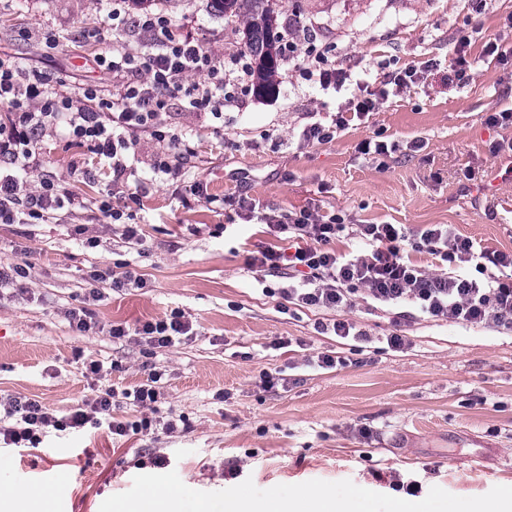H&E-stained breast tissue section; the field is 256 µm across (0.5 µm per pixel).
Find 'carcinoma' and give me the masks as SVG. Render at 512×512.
Masks as SVG:
<instances>
[{
  "instance_id": "obj_1",
  "label": "carcinoma",
  "mask_w": 512,
  "mask_h": 512,
  "mask_svg": "<svg viewBox=\"0 0 512 512\" xmlns=\"http://www.w3.org/2000/svg\"><path fill=\"white\" fill-rule=\"evenodd\" d=\"M224 19L243 26V52L248 60L251 90L259 96L277 93L280 61L284 57L282 0H211Z\"/></svg>"
}]
</instances>
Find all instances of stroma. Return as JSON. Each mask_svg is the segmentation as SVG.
I'll return each instance as SVG.
<instances>
[{"mask_svg":"<svg viewBox=\"0 0 512 512\" xmlns=\"http://www.w3.org/2000/svg\"><path fill=\"white\" fill-rule=\"evenodd\" d=\"M177 32L198 40L214 60L241 52L237 25L210 0H159ZM311 26L334 44L342 66L435 67L411 89L389 87L366 123L351 122L332 141L302 146L310 119L327 121L343 95L323 94L281 63L272 97L248 96L222 117L174 105L155 130L186 134V181L202 182L213 204L185 205L181 184L158 182L139 201L108 197L113 173L89 145L75 144L63 125H47L36 147L32 189L54 182L75 206L38 224L0 223V266L26 264L22 287H0V396L39 401L60 415L76 410L95 388H114V418L142 410L124 392L160 372L157 408L176 430L115 436L107 429L48 430L35 448L0 444V481L21 492H45L54 512H99L134 476L176 471L193 489L224 490L245 479L266 490L309 480L371 484L375 492L421 496L437 486L477 497L512 484V332L436 320L402 303L348 310L365 330L357 342L318 333L336 311L290 306L282 290L298 283L288 269L250 266L264 246L288 249L265 225L241 219L230 199L252 198L260 211L305 207L349 224H445L491 251L512 252L511 127H491L486 114L512 109V66L482 58L483 43L512 45V0L475 13L466 0H309ZM137 16L130 0H0V56H11L70 95L93 85L112 92L97 55L112 46V12ZM477 30L479 61L466 86L452 83L461 31ZM55 34V48L45 43ZM155 130H137L136 172L128 186L153 178ZM381 131L396 146L384 164L358 159L357 143ZM422 150L411 151L415 140ZM474 180H466V171ZM110 202L120 219L103 213ZM138 227V240L125 236ZM132 273L140 288L93 283L94 270ZM98 288L100 300L88 298ZM86 306L96 332H78L70 309ZM184 316L191 334L168 348L135 337L112 338V326ZM406 336L404 349L386 343ZM332 351L345 366L322 369ZM99 376L88 375L89 362ZM282 378L266 390L260 372ZM68 471L67 489L54 483Z\"/></svg>","mask_w":512,"mask_h":512,"instance_id":"obj_1","label":"stroma"}]
</instances>
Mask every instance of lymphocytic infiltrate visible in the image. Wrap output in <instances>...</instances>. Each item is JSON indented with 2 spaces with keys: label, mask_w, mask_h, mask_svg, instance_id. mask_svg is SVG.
Instances as JSON below:
<instances>
[{
  "label": "lymphocytic infiltrate",
  "mask_w": 512,
  "mask_h": 512,
  "mask_svg": "<svg viewBox=\"0 0 512 512\" xmlns=\"http://www.w3.org/2000/svg\"><path fill=\"white\" fill-rule=\"evenodd\" d=\"M135 25L149 32L153 43L146 51L132 49L122 37L124 24H117L110 54L96 59L99 67L117 78L111 97L98 99L91 87L83 91L84 98L98 100L94 111L74 106L72 97L44 75L0 57V104L17 116L9 129H0L1 223H16L23 215L29 223L37 224L48 212L75 205V198L54 184L34 191L24 179L38 164L35 146L40 134L59 115H66L72 137L89 143L96 154L110 160L114 174L122 175L135 152L128 131L154 129L158 113L178 102L219 116L248 93L246 66L226 69L200 43L176 37L166 15L149 13ZM286 50L288 60L295 62L304 80L322 90L341 89L350 77L348 69L336 64L332 46L317 44L311 34L293 37ZM416 74L413 68H397L384 73L379 83L359 81L357 94L339 108L331 123L313 122L303 127L300 144L333 140L352 119L361 120L376 111L388 94V86L409 87ZM188 75L198 78L189 88L181 82ZM264 221L273 231L287 234L294 251L285 255L264 249L255 262L272 270L283 263L294 270L306 269L301 286L287 291L288 298L300 307L341 310L351 307L361 294L378 304L406 300L422 314L454 324L512 331V281L498 275L500 269L512 268L511 253L487 250L438 224L418 232L402 224H360L355 234L364 241V249L339 253L332 242L347 229L340 216L323 219L302 209L268 214ZM414 251L439 257L449 264V271L427 273L411 260ZM470 266L475 268L476 277L464 275V268ZM188 331V323L176 316L144 323L132 332L151 344L171 347ZM132 332L122 325L110 330L115 338ZM115 397L113 389L96 390L82 408L63 417L33 399H0V412L11 420L10 426H0V439L8 444L35 445L40 432L48 428L80 431L105 427L118 436L150 433L152 417L145 415L133 422L113 418Z\"/></svg>",
  "instance_id": "obj_1"
}]
</instances>
